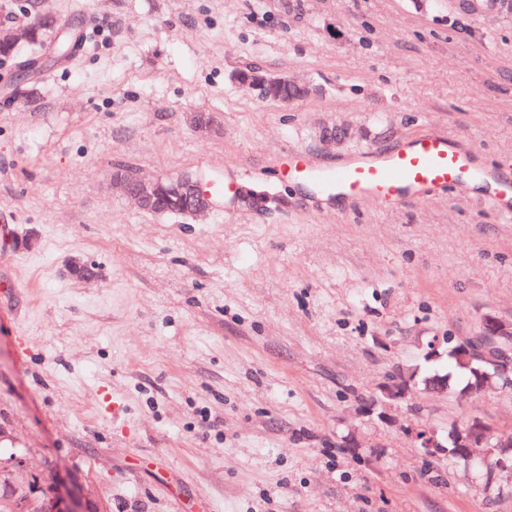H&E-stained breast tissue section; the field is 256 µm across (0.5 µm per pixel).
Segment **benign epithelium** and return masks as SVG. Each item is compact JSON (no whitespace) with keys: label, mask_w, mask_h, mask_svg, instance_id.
Masks as SVG:
<instances>
[{"label":"benign epithelium","mask_w":512,"mask_h":512,"mask_svg":"<svg viewBox=\"0 0 512 512\" xmlns=\"http://www.w3.org/2000/svg\"><path fill=\"white\" fill-rule=\"evenodd\" d=\"M42 25L48 30V36L55 38L52 54L60 57V52L67 41V28L56 17L42 18ZM206 180L201 177L178 176L163 180L161 178L146 180L142 178H125L111 174L110 184L132 199L143 211H152L164 200L179 202L183 213L197 219L208 213L215 201L203 189ZM480 335L493 346V351H478L468 338L458 339L456 351L467 358V367L476 377L467 392L480 393L496 387L512 390V320L502 318L494 313H486L480 319ZM415 381L406 374L395 381L384 382L378 386L380 399L363 408V412L377 414L385 422L391 421L389 411L397 403L405 400ZM416 447L420 448L426 458L435 456L442 448L464 449L463 458L474 457L476 449H483L484 459L491 463L498 473L512 475V436L501 437L483 429V420L477 419L467 426L456 425L448 430V444H443L439 432L419 424L409 430ZM28 512H84L78 501L69 491L58 493L43 501L31 502Z\"/></svg>","instance_id":"1"}]
</instances>
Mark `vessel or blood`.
I'll return each mask as SVG.
<instances>
[{
	"label": "vessel or blood",
	"instance_id": "1",
	"mask_svg": "<svg viewBox=\"0 0 512 512\" xmlns=\"http://www.w3.org/2000/svg\"><path fill=\"white\" fill-rule=\"evenodd\" d=\"M291 171L328 196L391 207L412 195L435 197L452 188L474 186L490 206L512 215V164H486L474 146L460 143L444 129L407 137L387 154H356L333 170L299 158Z\"/></svg>",
	"mask_w": 512,
	"mask_h": 512
}]
</instances>
